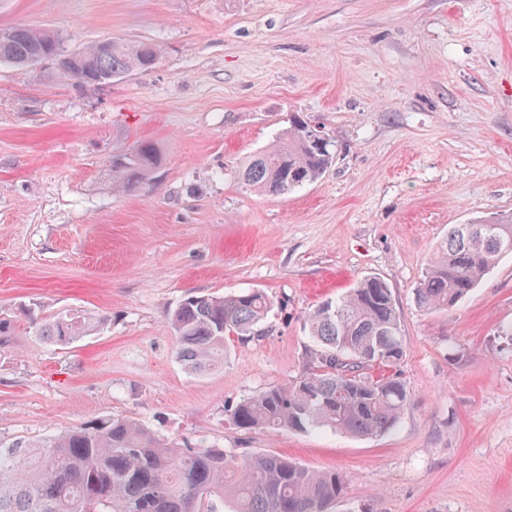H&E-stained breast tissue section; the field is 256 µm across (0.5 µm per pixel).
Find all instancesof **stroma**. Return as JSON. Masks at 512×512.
Wrapping results in <instances>:
<instances>
[{
  "label": "stroma",
  "instance_id": "35a3bbf8",
  "mask_svg": "<svg viewBox=\"0 0 512 512\" xmlns=\"http://www.w3.org/2000/svg\"><path fill=\"white\" fill-rule=\"evenodd\" d=\"M17 24L159 58L84 89L49 62L0 65V310L107 320L0 351V441L131 418L180 447L337 473L330 512H512V259L453 312L413 300L449 225L512 214V0H0V29ZM297 117L334 141L332 166L280 196L242 184ZM140 141L162 165L117 191L112 160ZM366 275L400 316L397 425L237 429L227 408L306 373L309 313ZM249 289L277 302L269 332L190 374L170 313Z\"/></svg>",
  "mask_w": 512,
  "mask_h": 512
}]
</instances>
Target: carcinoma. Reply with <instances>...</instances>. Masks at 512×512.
<instances>
[{"instance_id":"cac0c4a2","label":"carcinoma","mask_w":512,"mask_h":512,"mask_svg":"<svg viewBox=\"0 0 512 512\" xmlns=\"http://www.w3.org/2000/svg\"><path fill=\"white\" fill-rule=\"evenodd\" d=\"M39 52L57 57L60 78L100 87L158 61L151 43L103 41L66 52L59 33L15 25L0 30V63L31 66ZM294 122L238 172L243 184L281 195L320 179L333 162V144L308 136ZM161 163L154 144H137L112 160L115 187L139 188ZM512 257V217L452 224L414 288L423 311L461 304L503 258ZM274 301L249 290L214 296L192 293L170 321L178 358L195 374L224 362L228 336H261ZM44 343L72 344L102 320L64 310L41 320L29 310L0 312V349L12 344L22 323ZM316 343L313 366L296 381L267 388L226 410L240 430L303 431L325 427L368 438L391 430L409 401L405 381L367 375L374 365L393 367L404 356L400 317L392 292L377 276H365L345 294L322 302L307 318ZM344 491L334 472L309 469L282 455L228 456L219 448H179L128 418H104L48 440L0 443V512H219L229 499L234 512H327Z\"/></svg>"}]
</instances>
